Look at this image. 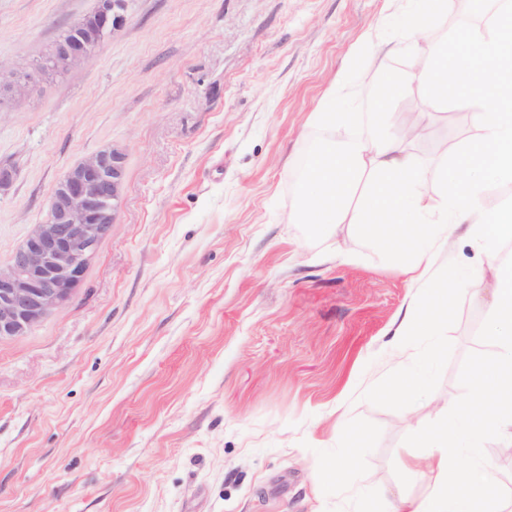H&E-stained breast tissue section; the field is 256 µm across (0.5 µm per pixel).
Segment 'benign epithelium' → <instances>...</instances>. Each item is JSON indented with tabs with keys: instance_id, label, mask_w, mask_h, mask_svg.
Returning <instances> with one entry per match:
<instances>
[{
	"instance_id": "benign-epithelium-1",
	"label": "benign epithelium",
	"mask_w": 512,
	"mask_h": 512,
	"mask_svg": "<svg viewBox=\"0 0 512 512\" xmlns=\"http://www.w3.org/2000/svg\"><path fill=\"white\" fill-rule=\"evenodd\" d=\"M131 0H98L67 26V36L21 69L0 67V100L36 92L52 69L70 70L95 55L127 21ZM125 154L112 146L65 171L52 191L46 219L35 225L0 267V341L22 336L65 305L100 239L117 223Z\"/></svg>"
}]
</instances>
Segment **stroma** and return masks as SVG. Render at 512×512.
<instances>
[{
	"label": "stroma",
	"instance_id": "1",
	"mask_svg": "<svg viewBox=\"0 0 512 512\" xmlns=\"http://www.w3.org/2000/svg\"><path fill=\"white\" fill-rule=\"evenodd\" d=\"M448 0L436 36L455 63L494 6ZM97 0H0V64L39 59ZM409 0H132L82 65L0 106V266L45 220L57 179L107 146L126 155L117 224L70 301L0 343V512H392L420 497L450 406L495 349L494 279L450 240L433 269L472 278L437 332L398 336L427 308L355 225L289 223L298 163L355 131L312 125L364 34L406 40ZM422 168L475 133L411 95ZM419 376L408 395L400 380ZM491 500L512 512V456L483 443ZM343 467V485L329 472Z\"/></svg>",
	"mask_w": 512,
	"mask_h": 512
}]
</instances>
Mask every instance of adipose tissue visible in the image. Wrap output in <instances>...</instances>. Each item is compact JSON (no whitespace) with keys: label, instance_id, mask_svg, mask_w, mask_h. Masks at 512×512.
Wrapping results in <instances>:
<instances>
[{"label":"adipose tissue","instance_id":"1","mask_svg":"<svg viewBox=\"0 0 512 512\" xmlns=\"http://www.w3.org/2000/svg\"><path fill=\"white\" fill-rule=\"evenodd\" d=\"M418 2L404 24L410 35L405 49L419 56L420 65L393 69L374 39L359 46L355 62L386 79L387 95L361 130L311 155L290 219L317 230L357 225L385 255L402 261L405 272L430 280L433 315L409 318L407 328L416 331L436 330L448 315V291L457 281L434 276L433 251L459 226L467 227L495 280L487 334L496 355L478 366L470 395L453 410V424L469 447L440 450L429 465L431 491L402 500L397 512H474L490 499L479 442L492 434L512 436V267L499 253L500 244L512 239V204L489 195L492 185L512 184V26L471 28L466 38L479 49L475 66L452 70L447 39L432 33L447 0ZM452 84L464 87V94L449 96ZM415 92L435 106L471 113L477 130L475 139L454 146L448 160L429 171L409 151V131L393 122L394 105Z\"/></svg>","mask_w":512,"mask_h":512}]
</instances>
